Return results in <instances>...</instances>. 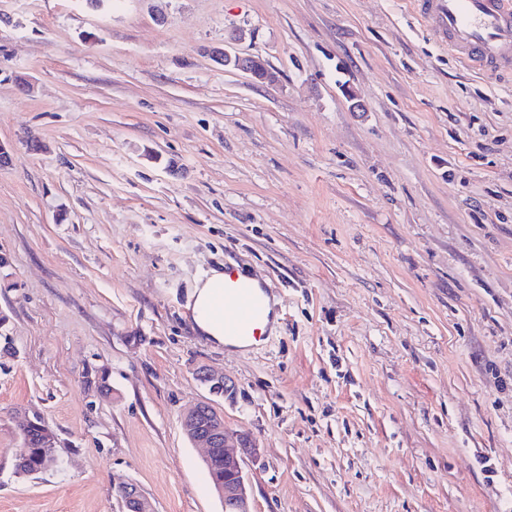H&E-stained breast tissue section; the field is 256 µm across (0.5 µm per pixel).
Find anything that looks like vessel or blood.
Instances as JSON below:
<instances>
[{
  "label": "vessel or blood",
  "instance_id": "obj_1",
  "mask_svg": "<svg viewBox=\"0 0 512 512\" xmlns=\"http://www.w3.org/2000/svg\"><path fill=\"white\" fill-rule=\"evenodd\" d=\"M428 33L458 60L487 76L512 70V0H410ZM268 309L265 292L224 270V333L256 335Z\"/></svg>",
  "mask_w": 512,
  "mask_h": 512
}]
</instances>
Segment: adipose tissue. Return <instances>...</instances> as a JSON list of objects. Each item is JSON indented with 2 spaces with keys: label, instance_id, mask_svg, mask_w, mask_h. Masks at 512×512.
Segmentation results:
<instances>
[{
  "label": "adipose tissue",
  "instance_id": "1",
  "mask_svg": "<svg viewBox=\"0 0 512 512\" xmlns=\"http://www.w3.org/2000/svg\"><path fill=\"white\" fill-rule=\"evenodd\" d=\"M223 301L224 274L215 271L192 288L188 294L185 308L195 330L201 336L220 346L246 347V339L225 336L224 323L218 313Z\"/></svg>",
  "mask_w": 512,
  "mask_h": 512
}]
</instances>
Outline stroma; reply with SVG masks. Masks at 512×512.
<instances>
[{"mask_svg":"<svg viewBox=\"0 0 512 512\" xmlns=\"http://www.w3.org/2000/svg\"><path fill=\"white\" fill-rule=\"evenodd\" d=\"M0 144V512H224L199 402L253 512H512V72L406 0H0ZM227 265L278 301L247 349L184 308ZM22 409L58 468L15 474ZM208 54L224 68L241 72L261 83L272 84L277 80L276 73L266 67L264 62L252 55H243L226 48H212ZM186 436L196 445L206 449L205 459L224 458L205 464L211 484L235 512H253L250 506L244 465L257 462L259 447L248 433L230 434L224 425V416L208 403H197L182 417ZM132 484L118 485L114 488L117 498L122 502L127 512H150L151 506L142 492ZM123 494L125 497L118 496V493Z\"/></svg>","mask_w":512,"mask_h":512,"instance_id":"obj_1","label":"stroma"}]
</instances>
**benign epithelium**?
Segmentation results:
<instances>
[{"label": "benign epithelium", "mask_w": 512, "mask_h": 512, "mask_svg": "<svg viewBox=\"0 0 512 512\" xmlns=\"http://www.w3.org/2000/svg\"><path fill=\"white\" fill-rule=\"evenodd\" d=\"M208 54L224 67L241 72L261 83L272 84L276 73L264 62L252 55H243L226 48H212ZM24 420L39 428L43 447L50 449L39 471L57 466L58 458L53 448L57 447V436L43 417L26 416ZM182 428L186 436L196 445L206 449L205 459H224V480L216 484V490L224 504L234 512H251L247 480L244 474L246 462L259 459V447L248 433L231 434L224 425V415L208 403H197L182 417ZM114 491L124 495L121 499L126 512H151V506L142 492L131 484H123Z\"/></svg>", "instance_id": "1"}]
</instances>
